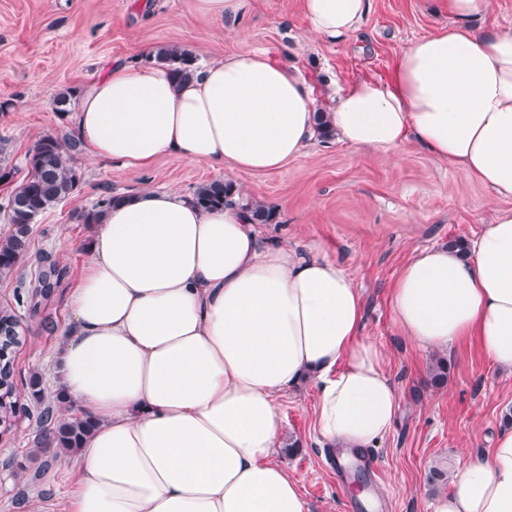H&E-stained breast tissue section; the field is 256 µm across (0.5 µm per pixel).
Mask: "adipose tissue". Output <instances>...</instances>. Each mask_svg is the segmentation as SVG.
I'll use <instances>...</instances> for the list:
<instances>
[{
  "mask_svg": "<svg viewBox=\"0 0 512 512\" xmlns=\"http://www.w3.org/2000/svg\"><path fill=\"white\" fill-rule=\"evenodd\" d=\"M313 38L359 29L368 0H302ZM491 0H448L451 24L411 41L390 78L359 80L319 111L294 67L242 49L177 81L115 62L74 115L92 160L147 168L175 155L216 173L279 170L313 142L382 157L415 141L512 198V28H480ZM399 330L444 351L476 339L512 372V209L465 249L411 251L389 291ZM56 353L64 396L94 422L65 458L63 512H309L278 462L281 401L316 391L315 426L341 460L390 432L401 394L363 334L361 293L317 243L271 240L235 201L205 211L143 189L102 215ZM431 512H512V427L465 455Z\"/></svg>",
  "mask_w": 512,
  "mask_h": 512,
  "instance_id": "adipose-tissue-1",
  "label": "adipose tissue"
}]
</instances>
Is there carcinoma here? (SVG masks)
Instances as JSON below:
<instances>
[{"label":"carcinoma","mask_w":512,"mask_h":512,"mask_svg":"<svg viewBox=\"0 0 512 512\" xmlns=\"http://www.w3.org/2000/svg\"><path fill=\"white\" fill-rule=\"evenodd\" d=\"M152 57L167 65L177 80L190 76L195 69V59L191 52L178 45H160ZM27 168L20 192L11 193L6 203L11 229L7 236L0 238L1 277L10 274L19 258L27 252L31 226L39 214L68 198L81 180L80 169L71 158L64 155L61 140L51 134L39 139L29 151ZM231 190L232 186L214 181L199 187L194 199L200 208L212 210L224 205ZM117 199L119 196L112 194L99 199L83 214V222L98 223L100 215ZM66 275V269L55 265L46 255L37 267L33 283L27 285L24 279H19L15 298L25 299L31 310L37 311L43 302L50 299ZM39 385L37 376L29 378L31 395L36 401L35 409L29 413V417L35 419L37 443L55 448H77L80 436L91 427L90 421L86 418L57 421L53 407L43 402ZM15 390L14 360L8 351L0 355V426L7 429L20 411L14 400Z\"/></svg>","instance_id":"1"}]
</instances>
